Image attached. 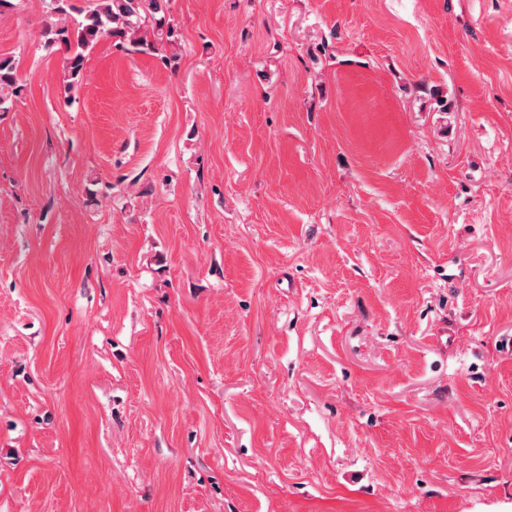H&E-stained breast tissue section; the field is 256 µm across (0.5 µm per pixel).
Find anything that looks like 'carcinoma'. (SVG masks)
<instances>
[{
	"label": "carcinoma",
	"instance_id": "cac0c4a2",
	"mask_svg": "<svg viewBox=\"0 0 512 512\" xmlns=\"http://www.w3.org/2000/svg\"><path fill=\"white\" fill-rule=\"evenodd\" d=\"M80 15L70 27L49 23L40 34L46 46L66 48V92L82 81L87 52L103 39H112L115 48L128 53H160L179 41L170 0H91ZM21 91L22 78L14 59L0 57V111H8Z\"/></svg>",
	"mask_w": 512,
	"mask_h": 512
}]
</instances>
